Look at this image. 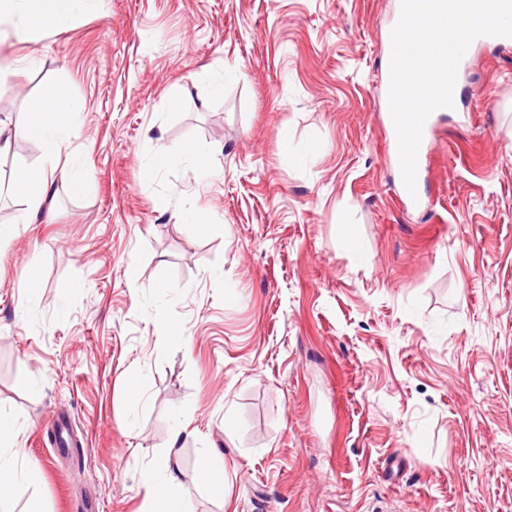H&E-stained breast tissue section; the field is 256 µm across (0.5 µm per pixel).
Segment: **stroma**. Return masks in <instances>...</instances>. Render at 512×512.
Segmentation results:
<instances>
[{
	"label": "stroma",
	"mask_w": 512,
	"mask_h": 512,
	"mask_svg": "<svg viewBox=\"0 0 512 512\" xmlns=\"http://www.w3.org/2000/svg\"><path fill=\"white\" fill-rule=\"evenodd\" d=\"M395 5L87 0L39 44L0 37L1 123L61 86L80 107L57 158L0 156V414L40 470L0 512H148L166 459L195 512H512V48L472 47L405 207ZM186 144L205 171L144 176ZM51 168L31 217L14 181ZM389 63H390V58H388L386 66H385L384 80H385V82L387 84V100H386V105H387L388 123H389L390 129H391V133H392V137H393L392 147H393V152H394V161H395L396 168H397V171H398V175H399V180H400L403 196L405 197V199L408 201V203L411 206L418 207L421 204L420 188H421L423 173H424V170L426 169V166H427V158H426V154L424 152L425 143L427 142V140L429 139V137L431 136V134L433 132L435 114L437 112H447L449 109L453 108L454 105H455L457 93H456V89L454 87V91H453V107H451V108L444 107V108H439V109L435 110L434 112H432L428 116V118L426 119V121L424 123L423 132H422V140H421V144H420V147H419V150H418V155H417V171H416L417 199L414 200L411 197V195L409 194V192L407 191V189H406V187H405V185L403 183L402 175H401L399 152H398L397 134H396L395 126H394V123H393V120H392V117H391V113H390V109H389V101H388L389 82H390Z\"/></svg>",
	"instance_id": "35a3bbf8"
}]
</instances>
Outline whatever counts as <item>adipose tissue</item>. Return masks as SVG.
<instances>
[{
	"mask_svg": "<svg viewBox=\"0 0 512 512\" xmlns=\"http://www.w3.org/2000/svg\"><path fill=\"white\" fill-rule=\"evenodd\" d=\"M78 0H30L32 16L24 23L16 22V0H0V26L13 29L23 42L35 43L41 38L43 22L57 25L68 22ZM79 107L66 88L57 89L48 98L32 99L26 104L25 119L21 124L7 126L0 123V154L10 150L14 141L29 136L37 137L43 153L51 158L61 151L62 128L69 123ZM18 432L16 421L0 418V502L10 499L19 484L34 480L36 473L20 464L10 455L9 447ZM151 512H191L190 501L180 491L181 482L169 463H161L152 477L144 483Z\"/></svg>",
	"mask_w": 512,
	"mask_h": 512,
	"instance_id": "adipose-tissue-1",
	"label": "adipose tissue"
}]
</instances>
